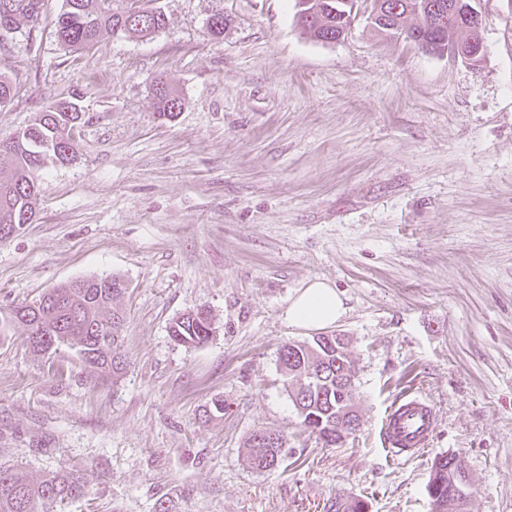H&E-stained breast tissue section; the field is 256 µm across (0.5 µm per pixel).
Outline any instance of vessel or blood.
<instances>
[{"mask_svg":"<svg viewBox=\"0 0 512 512\" xmlns=\"http://www.w3.org/2000/svg\"><path fill=\"white\" fill-rule=\"evenodd\" d=\"M437 426L432 402L423 395L397 400L381 426V437L393 457L413 459L429 445Z\"/></svg>","mask_w":512,"mask_h":512,"instance_id":"1","label":"vessel or blood"}]
</instances>
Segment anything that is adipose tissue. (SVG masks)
Returning <instances> with one entry per match:
<instances>
[{
    "instance_id": "1",
    "label": "adipose tissue",
    "mask_w": 512,
    "mask_h": 512,
    "mask_svg": "<svg viewBox=\"0 0 512 512\" xmlns=\"http://www.w3.org/2000/svg\"><path fill=\"white\" fill-rule=\"evenodd\" d=\"M346 312L343 295L336 286L316 278L291 300L286 319L290 326L318 330L336 325Z\"/></svg>"
}]
</instances>
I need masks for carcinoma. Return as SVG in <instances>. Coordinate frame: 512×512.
<instances>
[{"label": "carcinoma", "instance_id": "cac0c4a2", "mask_svg": "<svg viewBox=\"0 0 512 512\" xmlns=\"http://www.w3.org/2000/svg\"><path fill=\"white\" fill-rule=\"evenodd\" d=\"M439 1L448 11L465 15L473 10L472 0H405L398 13L380 9L378 19L371 24L382 32L401 34L418 31L429 34L434 16L427 8ZM44 0H0V30L19 29L35 23L41 15ZM297 14L311 12L319 21L307 26L296 21L299 34L312 42L326 44L328 36L343 38L347 28L337 0H296ZM148 17L143 27L132 24V12ZM166 26L162 11L147 6L144 0H63L57 16L56 31L61 44L69 49L92 46L105 32L143 37ZM449 46H460L476 53L470 63L476 64L485 50L476 26L448 29L441 36ZM157 112L169 119L181 112L184 99L174 89L155 95ZM79 112L65 101L54 102L36 113L0 158L8 162L6 176H0V229L3 215L15 214L16 223L27 220L33 213L36 195L30 189L38 186L40 173L47 163L66 156L69 131L78 123ZM81 288L70 284L52 288L38 299L13 307L0 328L19 325L26 330V340L32 352L47 354L66 347L75 351L85 367L100 377H120L125 361L116 353L121 342L125 313L120 307L126 284L114 275L82 278ZM212 315L205 306L188 311L176 318L169 327L171 340L181 346H200L212 335ZM346 346L327 342L315 336L307 342L284 345L279 354L281 371L289 384V397L302 419L306 431L327 445H334L341 436L336 434V417L348 400L352 387L351 362ZM288 437L267 430H258L246 440L250 463L259 471L279 466ZM467 484L466 467L455 455L435 459L427 492L432 512H461L463 490ZM86 491L85 482L75 472L56 473L41 481H33L20 470L0 464V512H40L46 504H61L80 497Z\"/></svg>", "mask_w": 512, "mask_h": 512}]
</instances>
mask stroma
<instances>
[{
	"instance_id": "1",
	"label": "stroma",
	"mask_w": 512,
	"mask_h": 512,
	"mask_svg": "<svg viewBox=\"0 0 512 512\" xmlns=\"http://www.w3.org/2000/svg\"><path fill=\"white\" fill-rule=\"evenodd\" d=\"M153 4L167 26L145 38L64 49L62 0L0 38V139L54 101L82 112L72 162L48 165L31 223L0 238V313L79 278L127 284L119 379L0 332V462L83 477L86 496L44 512H432V464L454 453L462 512H512V0H474L475 67L364 15L336 43L306 40L295 0ZM157 77L185 100L173 119ZM316 278L347 307L331 331L360 426L336 447L304 431L279 368L313 336L285 314ZM202 305L210 340L175 344L171 322ZM407 393L438 418L410 461L380 437ZM215 397L224 415L205 420ZM258 429L288 437L274 470L248 463Z\"/></svg>"
}]
</instances>
